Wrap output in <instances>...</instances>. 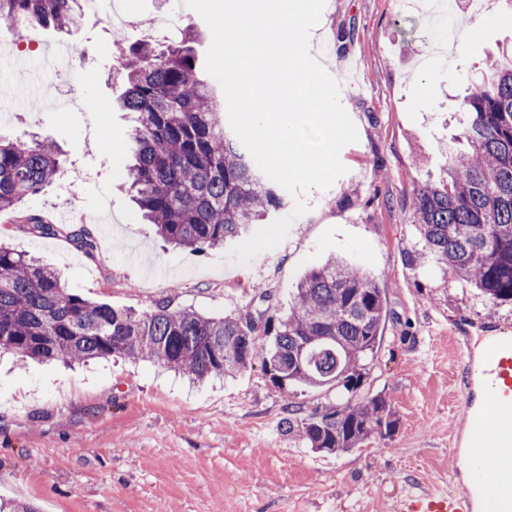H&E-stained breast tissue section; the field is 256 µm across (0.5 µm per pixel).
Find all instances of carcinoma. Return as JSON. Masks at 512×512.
Here are the masks:
<instances>
[{"label":"carcinoma","instance_id":"cac0c4a2","mask_svg":"<svg viewBox=\"0 0 512 512\" xmlns=\"http://www.w3.org/2000/svg\"><path fill=\"white\" fill-rule=\"evenodd\" d=\"M83 15V0H0L3 25L21 19L31 29L69 34ZM191 42L121 43L110 69L124 81L120 108L138 114L126 174L141 218L173 247L195 250L244 239L284 205V195L224 127ZM462 113L468 150L448 151V179L414 191L423 248L407 260L417 266L430 258L484 296L512 303V63L487 66L463 97ZM62 167L48 138L0 139V211L39 193ZM386 318L384 285L334 258L304 275L287 316L264 311L254 320L167 305L139 315L114 309L0 244V353L40 362L149 359L198 381L233 377L258 361L280 387L334 386L348 394L306 415L288 409V431L317 453L351 452L395 432L386 397L361 394Z\"/></svg>","mask_w":512,"mask_h":512}]
</instances>
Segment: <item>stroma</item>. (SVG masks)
<instances>
[{
	"instance_id": "35a3bbf8",
	"label": "stroma",
	"mask_w": 512,
	"mask_h": 512,
	"mask_svg": "<svg viewBox=\"0 0 512 512\" xmlns=\"http://www.w3.org/2000/svg\"><path fill=\"white\" fill-rule=\"evenodd\" d=\"M137 22L112 28L85 16L69 34L35 33L36 51L0 50V137L54 140L64 173L80 172L73 199L53 188L0 212V241L55 269L74 293L141 313L162 302L209 316L273 306L287 314L312 267L336 255L387 288V320L366 390L383 393L398 418L392 437L356 451H311L286 425L288 408L335 401V389L273 384L261 364L236 377L190 382L148 361L120 357L87 365L19 362L0 356V504L38 512H393L402 493L450 487L448 440L462 415L455 399L461 355L453 335L491 326L512 334V303L468 288L433 265L413 267L422 247L411 214L417 183L438 180L455 147L460 102L485 61L512 45V17L490 14L462 54L426 71L439 49L426 34L434 8L397 10L394 0H325L310 51L327 71L359 64L339 89L358 139L343 147L346 168L329 188L304 196L284 241L250 264L228 248L180 249L142 223L124 175L132 116L117 111L109 61L150 23L158 38L191 30L198 57L212 36L181 0H118ZM353 28L345 51L340 29ZM26 57L29 67L17 69ZM36 214L56 224L42 236L22 224ZM95 239L86 255L70 234Z\"/></svg>"
}]
</instances>
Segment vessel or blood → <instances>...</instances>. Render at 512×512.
Returning a JSON list of instances; mask_svg holds the SVG:
<instances>
[{
	"instance_id": "b4317fda",
	"label": "vessel or blood",
	"mask_w": 512,
	"mask_h": 512,
	"mask_svg": "<svg viewBox=\"0 0 512 512\" xmlns=\"http://www.w3.org/2000/svg\"><path fill=\"white\" fill-rule=\"evenodd\" d=\"M458 406L466 420L455 437V456L481 448L497 449L492 477L500 490L497 512H512V336H489L481 356L463 351ZM445 493L415 492L400 496L397 512H482L484 484L462 481Z\"/></svg>"
}]
</instances>
